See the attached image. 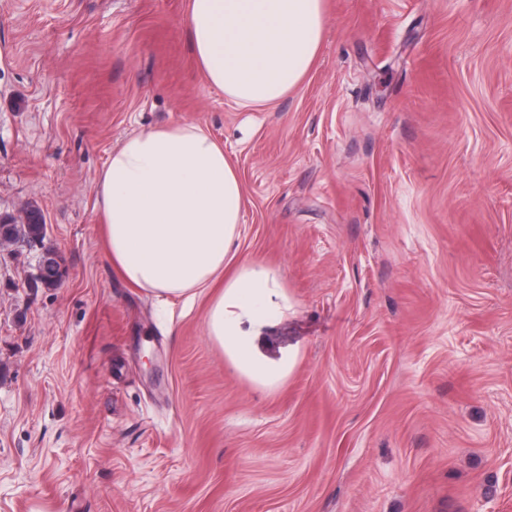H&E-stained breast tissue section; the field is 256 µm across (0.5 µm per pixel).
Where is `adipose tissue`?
Masks as SVG:
<instances>
[{"instance_id":"obj_1","label":"adipose tissue","mask_w":512,"mask_h":512,"mask_svg":"<svg viewBox=\"0 0 512 512\" xmlns=\"http://www.w3.org/2000/svg\"><path fill=\"white\" fill-rule=\"evenodd\" d=\"M326 0H189L183 28L210 85L240 106L278 102L317 58ZM97 206L113 268L165 298L194 301L216 281L206 334L251 382L275 386L291 366L267 358L264 332L291 311L278 276L240 261L245 194L236 167L200 125L139 131L99 173Z\"/></svg>"}]
</instances>
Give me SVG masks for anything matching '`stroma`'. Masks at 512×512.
<instances>
[{
  "instance_id": "stroma-1",
  "label": "stroma",
  "mask_w": 512,
  "mask_h": 512,
  "mask_svg": "<svg viewBox=\"0 0 512 512\" xmlns=\"http://www.w3.org/2000/svg\"><path fill=\"white\" fill-rule=\"evenodd\" d=\"M187 0H0V512H512V0H326L318 58L261 109L204 79ZM193 122L246 205L236 243L292 312L249 382L212 289L112 267L98 174ZM46 224L43 221V214L38 207L32 206L27 211L26 220L23 224H11L8 234L0 233V243H11L22 241L31 247L40 245L41 250L57 252L53 247H46Z\"/></svg>"
}]
</instances>
